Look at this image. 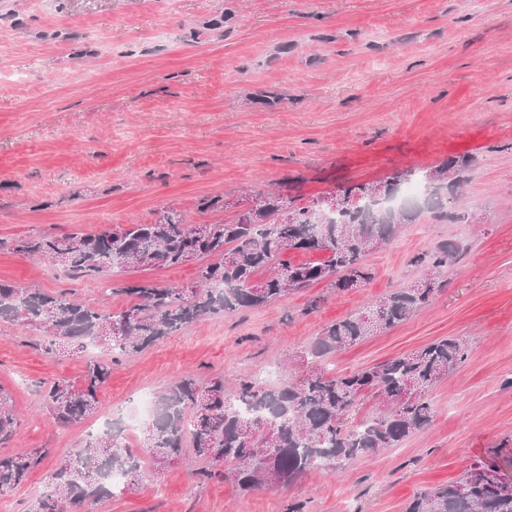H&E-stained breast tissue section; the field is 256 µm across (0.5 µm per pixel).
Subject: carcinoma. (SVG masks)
<instances>
[{
  "instance_id": "obj_1",
  "label": "carcinoma",
  "mask_w": 512,
  "mask_h": 512,
  "mask_svg": "<svg viewBox=\"0 0 512 512\" xmlns=\"http://www.w3.org/2000/svg\"><path fill=\"white\" fill-rule=\"evenodd\" d=\"M473 162L464 154L436 167L440 192L422 173L428 194L413 209L379 211L372 185L365 183L340 190L336 210L321 221L322 197L299 206L278 190L252 196L226 223L191 224L170 208L150 224L19 238L12 250L52 261L60 257V266L75 278L168 269L202 257L216 261L199 268L197 285L188 290L149 281L110 289L136 299L115 314L76 302L65 291L0 283V322L41 332L40 346L48 355L66 349L81 354L92 344L128 356L204 318L258 309L316 283L336 292L360 288L372 277L368 251L392 240L420 212L467 219L459 188ZM416 174H392L383 182L385 192H395ZM287 251L324 258L292 264L282 260ZM461 252L454 239L437 244L413 260L431 270L419 287L399 288L324 328L307 352L316 367L296 381L264 386L246 377L232 394L224 390L222 377L169 383L157 394L156 414L143 429V450L157 467L189 454L198 462L194 475L199 481L221 476L244 494L261 486L291 485L311 469L399 447L432 421L429 392L465 360L467 340H437L351 374L330 375L321 365L327 356L396 326L428 304L439 288L436 274ZM111 372L109 361H90L77 380L43 385L40 403L56 423L80 424L97 411ZM367 396L381 398L388 408L355 425L352 415ZM18 425L0 390V447L13 439ZM50 454L48 448L0 454V493L23 485ZM114 470L134 478L139 457L121 449L113 436H97L57 462L49 491L31 500L26 512L95 505L112 495ZM406 512H512V481L495 468H473L445 486L415 494Z\"/></svg>"
}]
</instances>
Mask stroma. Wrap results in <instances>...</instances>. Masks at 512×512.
Returning a JSON list of instances; mask_svg holds the SVG:
<instances>
[{
    "mask_svg": "<svg viewBox=\"0 0 512 512\" xmlns=\"http://www.w3.org/2000/svg\"><path fill=\"white\" fill-rule=\"evenodd\" d=\"M0 281L66 291L103 312L109 279L70 278L16 253L23 235L234 218L239 199L290 183L317 196L469 154L468 221L422 213L366 258L372 279L319 283L266 307L215 316L115 357L97 412L77 426L39 410L45 383L86 354H44L38 331L0 324V390L19 426L10 452L51 449L6 498L22 512L57 460L143 390L179 377L252 372L298 379L323 328L418 280L414 256L454 239L464 254L432 301L396 327L327 357L350 373L457 336L468 357L430 398L434 417L400 447L293 485L240 493L199 482L191 457L141 471L91 512H405L414 494L477 465L512 479V0H0ZM263 92L281 94L270 107ZM221 197L224 210L202 209ZM319 300L310 309L311 300Z\"/></svg>",
    "mask_w": 512,
    "mask_h": 512,
    "instance_id": "1",
    "label": "stroma"
}]
</instances>
